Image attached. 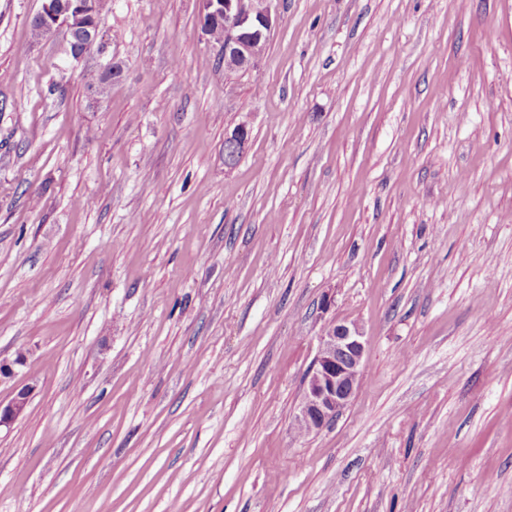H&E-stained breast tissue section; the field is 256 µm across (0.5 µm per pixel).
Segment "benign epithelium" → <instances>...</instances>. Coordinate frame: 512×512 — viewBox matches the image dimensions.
Instances as JSON below:
<instances>
[{
    "label": "benign epithelium",
    "mask_w": 512,
    "mask_h": 512,
    "mask_svg": "<svg viewBox=\"0 0 512 512\" xmlns=\"http://www.w3.org/2000/svg\"><path fill=\"white\" fill-rule=\"evenodd\" d=\"M279 0H200L201 20L224 19V56L239 61L238 70L250 71L261 60L268 36L276 26ZM101 0H42L33 24L42 34L64 29L69 36L80 35L71 60L81 61L87 46L99 44ZM225 140L243 151L248 129L239 124L226 132ZM367 347L360 327L354 322L333 321L320 336L317 354L304 381L296 416L308 431L330 425L353 400L364 369ZM33 387L15 390L11 399L0 401V428L10 427L25 411Z\"/></svg>",
    "instance_id": "7a95c632"
}]
</instances>
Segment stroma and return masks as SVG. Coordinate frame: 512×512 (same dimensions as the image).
<instances>
[{
	"instance_id": "obj_1",
	"label": "stroma",
	"mask_w": 512,
	"mask_h": 512,
	"mask_svg": "<svg viewBox=\"0 0 512 512\" xmlns=\"http://www.w3.org/2000/svg\"><path fill=\"white\" fill-rule=\"evenodd\" d=\"M41 5L0 0V512H512V0H280L249 73L199 0H106L79 63ZM333 320L362 380L301 435ZM32 391V386L25 385L16 389L7 403L0 401V429L9 428L24 413Z\"/></svg>"
}]
</instances>
